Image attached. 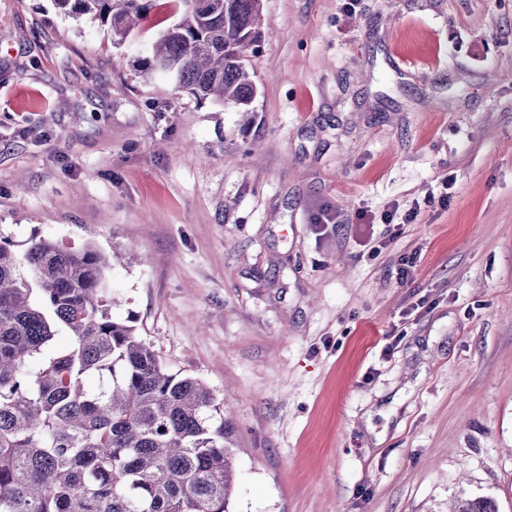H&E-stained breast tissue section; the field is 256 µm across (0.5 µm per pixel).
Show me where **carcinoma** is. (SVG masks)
I'll use <instances>...</instances> for the list:
<instances>
[{"instance_id": "obj_1", "label": "carcinoma", "mask_w": 512, "mask_h": 512, "mask_svg": "<svg viewBox=\"0 0 512 512\" xmlns=\"http://www.w3.org/2000/svg\"><path fill=\"white\" fill-rule=\"evenodd\" d=\"M53 2L124 39L153 0ZM181 2L142 71L246 109L262 0ZM111 266L92 244L39 237L19 252L0 236V512H230L236 441L224 402L111 319ZM454 512L497 510L476 498Z\"/></svg>"}]
</instances>
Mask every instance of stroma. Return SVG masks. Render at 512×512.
I'll return each instance as SVG.
<instances>
[{
	"instance_id": "1",
	"label": "stroma",
	"mask_w": 512,
	"mask_h": 512,
	"mask_svg": "<svg viewBox=\"0 0 512 512\" xmlns=\"http://www.w3.org/2000/svg\"><path fill=\"white\" fill-rule=\"evenodd\" d=\"M181 9L0 0V234L126 247L110 314L223 400L232 512H512V0H263L248 123L143 74ZM154 0H53L61 14L72 18L89 17L109 25L112 36L124 39Z\"/></svg>"
}]
</instances>
